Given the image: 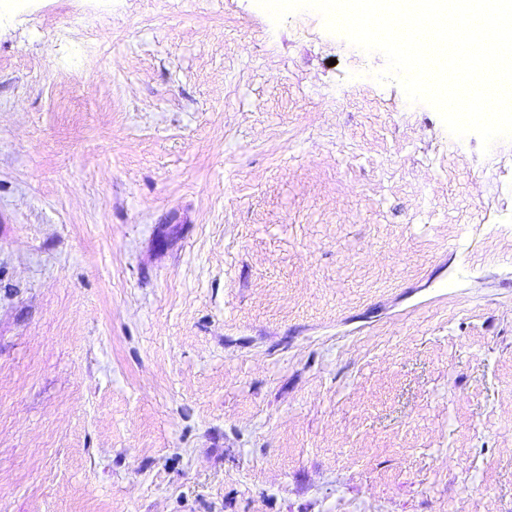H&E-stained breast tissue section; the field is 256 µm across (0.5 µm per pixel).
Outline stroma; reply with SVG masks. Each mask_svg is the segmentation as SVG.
<instances>
[{
    "label": "stroma",
    "mask_w": 512,
    "mask_h": 512,
    "mask_svg": "<svg viewBox=\"0 0 512 512\" xmlns=\"http://www.w3.org/2000/svg\"><path fill=\"white\" fill-rule=\"evenodd\" d=\"M385 67L0 0V512H512V138Z\"/></svg>",
    "instance_id": "obj_1"
}]
</instances>
